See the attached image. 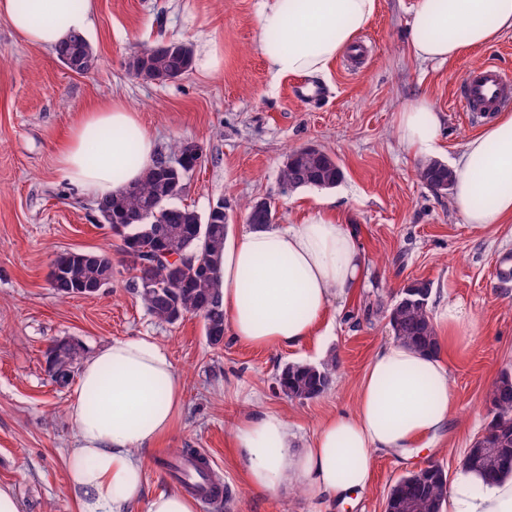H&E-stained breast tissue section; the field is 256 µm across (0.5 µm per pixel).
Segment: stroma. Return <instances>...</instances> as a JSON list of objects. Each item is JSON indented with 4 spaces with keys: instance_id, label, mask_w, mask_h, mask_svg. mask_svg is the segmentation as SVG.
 <instances>
[{
    "instance_id": "obj_1",
    "label": "stroma",
    "mask_w": 512,
    "mask_h": 512,
    "mask_svg": "<svg viewBox=\"0 0 512 512\" xmlns=\"http://www.w3.org/2000/svg\"><path fill=\"white\" fill-rule=\"evenodd\" d=\"M259 3L96 0L85 37L97 66L87 74L68 71L53 51L24 42L0 18V484L13 486L20 512H75L67 485L72 389L53 382L45 357L58 339L79 341L86 357L114 339L153 337L182 382L183 407L171 434L142 454L147 481L134 512L176 488L154 461L177 448L211 456L227 491L222 512H317L301 491L260 494L249 487L230 448L235 422L259 403L305 437L328 415L352 411L371 357L392 339L385 315L414 280L431 283L430 311L458 303L473 323L450 362L452 414L431 448L377 454L368 489L332 512H384L395 481L430 462L455 475L489 421L490 383L512 370V222L472 230L450 194L420 180L422 160L400 143L396 126L409 104L429 98L441 117L437 159L458 158L483 127L456 112L458 84L466 70L491 60L512 71V33L443 64L421 62L408 44L415 0H379L357 53L317 76L321 95L302 102L292 94L302 77L268 72L258 45ZM210 38L224 44L218 75L193 70L158 84L126 68L133 51L158 41L197 49ZM112 98L138 113L161 151L176 139L201 146L184 202L203 214L223 202L229 233L245 228V204L260 199L271 203L279 224L299 223L330 201L355 225L366 278L331 308L327 336L297 348L255 349L228 335L214 347L202 319L171 325L147 311L120 238L98 223L93 199L68 189L56 164L68 127ZM308 145L336 157L343 178L335 188H283L286 156ZM66 251L108 252L111 284L93 296H60L50 264ZM330 360L336 382L321 397L299 402L278 393L275 376L285 365Z\"/></svg>"
}]
</instances>
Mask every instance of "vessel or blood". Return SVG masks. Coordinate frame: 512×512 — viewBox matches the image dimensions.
Masks as SVG:
<instances>
[{"instance_id":"1","label":"vessel or blood","mask_w":512,"mask_h":512,"mask_svg":"<svg viewBox=\"0 0 512 512\" xmlns=\"http://www.w3.org/2000/svg\"><path fill=\"white\" fill-rule=\"evenodd\" d=\"M455 102L458 110L470 119L511 107L512 75L492 62L470 70Z\"/></svg>"}]
</instances>
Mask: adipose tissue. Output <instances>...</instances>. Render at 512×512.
I'll return each instance as SVG.
<instances>
[{
  "label": "adipose tissue",
  "instance_id": "obj_1",
  "mask_svg": "<svg viewBox=\"0 0 512 512\" xmlns=\"http://www.w3.org/2000/svg\"><path fill=\"white\" fill-rule=\"evenodd\" d=\"M0 0V16L26 42L52 50L92 22L94 0ZM378 0H261L259 50L273 77L319 76L356 39ZM512 32V0H417L409 47L420 61L444 63ZM441 121L425 97L400 112L397 135L416 156L440 149ZM159 154L157 138L119 100L74 122L56 153L69 187L103 198L139 180ZM451 202L472 229L512 221V114L469 137L453 163ZM354 228L334 210L297 224H270L224 239L214 271L224 321L239 342L295 348L324 336L336 298L364 279ZM183 390L167 351L150 336L112 340L83 362L67 402L74 432L68 484L76 512H130L146 482L142 450L169 435ZM451 409L442 354L394 340L371 358L354 413L327 416L303 445L283 416L254 408L234 427L236 461L259 493L288 486L320 505L365 490L376 454L414 448L436 436ZM145 501V500H142ZM146 512H196L177 490L145 501ZM440 512H512V476L487 483L460 468Z\"/></svg>",
  "mask_w": 512,
  "mask_h": 512
}]
</instances>
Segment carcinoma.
<instances>
[{"label": "carcinoma", "instance_id": "obj_1", "mask_svg": "<svg viewBox=\"0 0 512 512\" xmlns=\"http://www.w3.org/2000/svg\"><path fill=\"white\" fill-rule=\"evenodd\" d=\"M150 52L148 81L172 82L192 69V47L183 41H162L147 48ZM57 60L71 69L81 60H96L89 42L74 36L55 49ZM201 161L197 144L177 141L168 155L158 158L145 171L141 180L124 187L116 194L96 202L98 221L107 224L121 238V252L134 265L135 256L145 249H160L178 258L194 257L196 262L175 274L169 262L157 260L148 269L139 270L134 290L146 309L157 319L175 324L188 315L204 321L205 335L210 345L224 344V313L219 289L213 277V267L224 249L228 217L224 206L216 204L206 215L181 203L186 193L184 184L190 172ZM343 177L336 158L318 149H296L286 157L281 170L284 186L294 190L303 187L332 189ZM420 179L435 191H448L453 185L452 170L433 160L423 164ZM246 221L254 227L273 223L275 210L259 207L252 201L245 207ZM63 275L55 287L63 297H74L78 287L101 280H111L112 258L107 254L76 252L65 258ZM150 282L145 287L144 282ZM431 283L415 280L403 287L398 300L387 314L394 338L422 351L438 349L429 303L417 302L418 295L430 299ZM334 362L319 365L288 364L275 377L278 390L292 400L315 399L334 383ZM491 420L487 429L493 439L476 441L468 449L462 466L493 481L512 475V372L504 370L491 383L487 392ZM178 462L188 461L208 482L212 476L207 463L194 448H181L175 454ZM448 485V475L437 463L399 478L391 487L386 503L392 512H438L439 502Z\"/></svg>", "mask_w": 512, "mask_h": 512}]
</instances>
